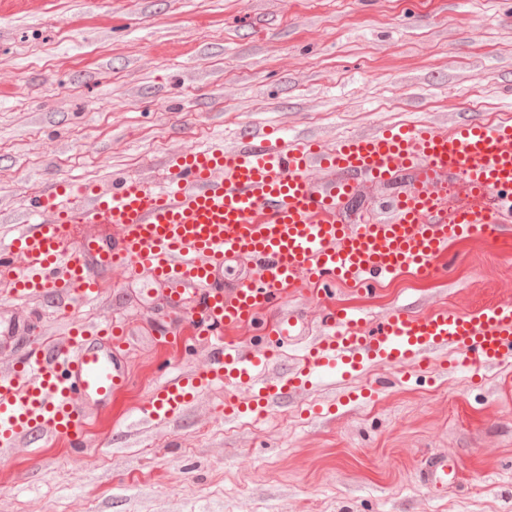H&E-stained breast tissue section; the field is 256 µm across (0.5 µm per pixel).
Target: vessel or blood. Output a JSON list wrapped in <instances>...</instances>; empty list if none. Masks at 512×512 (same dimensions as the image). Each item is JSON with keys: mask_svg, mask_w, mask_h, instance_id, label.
<instances>
[{"mask_svg": "<svg viewBox=\"0 0 512 512\" xmlns=\"http://www.w3.org/2000/svg\"><path fill=\"white\" fill-rule=\"evenodd\" d=\"M165 184L132 174L107 187L55 182L29 198L6 246L0 281L7 300L56 297L63 340L34 346L0 369V448L20 440L84 448V431L133 383L119 356L128 325L79 321L77 301L97 299L113 271L139 276L175 320L210 345L201 369L160 385L143 409L160 422L179 416L199 392L220 383L241 409L265 411L325 376L347 382L371 366L427 368L447 355L487 367L512 363V295L459 312L431 304L393 310L373 326L322 304L324 335L306 339L304 318L278 312L265 328L281 343L302 342L300 365L270 375L272 349L225 340L262 310L311 286L380 282L405 272L442 274L448 249L463 239L492 245L512 262V123L390 126L325 146L312 137L250 125L233 148L190 146L163 161ZM391 194L379 207L365 188ZM100 227L97 235L87 226ZM244 266L224 280L230 264ZM43 308L0 316V354L32 335ZM457 477L447 456H429L432 490Z\"/></svg>", "mask_w": 512, "mask_h": 512, "instance_id": "b4317fda", "label": "vessel or blood"}]
</instances>
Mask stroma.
Here are the masks:
<instances>
[{
	"label": "stroma",
	"mask_w": 512,
	"mask_h": 512,
	"mask_svg": "<svg viewBox=\"0 0 512 512\" xmlns=\"http://www.w3.org/2000/svg\"><path fill=\"white\" fill-rule=\"evenodd\" d=\"M510 87L505 0H102L96 12L46 0L0 20V242L51 183L160 182L161 160L183 145L234 147L244 114L332 142L512 114ZM450 251V276L406 272L331 298L374 323L512 286V268L477 241ZM78 314L129 319L120 353L134 384L81 455L48 441L0 456V512H512V373L444 362L363 398L356 382L323 383L257 419H225L216 385L155 424L141 406L163 378L199 368L206 347L156 343L169 311L119 273ZM444 452L459 475L434 492L422 472Z\"/></svg>",
	"instance_id": "35a3bbf8"
}]
</instances>
